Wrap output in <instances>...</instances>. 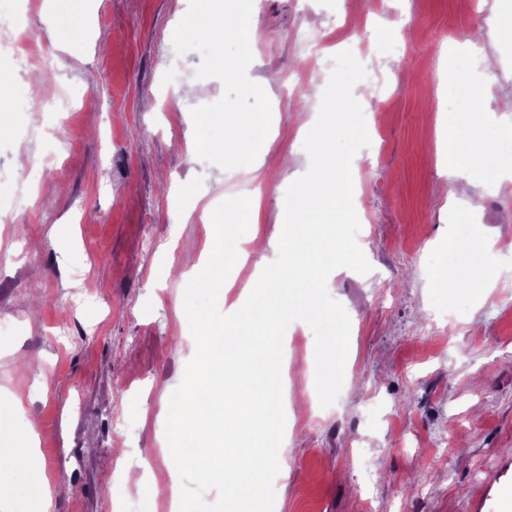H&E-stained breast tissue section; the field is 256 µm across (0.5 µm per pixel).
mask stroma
<instances>
[{"instance_id":"1","label":"stroma","mask_w":512,"mask_h":512,"mask_svg":"<svg viewBox=\"0 0 512 512\" xmlns=\"http://www.w3.org/2000/svg\"><path fill=\"white\" fill-rule=\"evenodd\" d=\"M204 14L249 16L255 36L220 54L191 46L181 27ZM26 22L27 67L0 57V83L28 102L0 120V213L12 217L0 222V322L13 326L0 337V451L31 444L22 468H0L11 512H32L46 488L52 512H165V487L181 483L160 454L165 407L196 349L184 290L209 258L211 212L262 188L249 231L268 247L236 262L225 308L277 256L285 192L310 163L307 123L347 49L367 72L354 91L371 143L352 174L372 269H337L328 285L351 320L329 408L313 331L285 333L290 453L274 512H512V183L479 173L463 186L443 159L448 137L468 132L450 119L465 87L489 138H512V119L495 118L512 99V0H487L482 18L467 0H28ZM313 28L325 41L309 56ZM477 33L483 61L445 67ZM246 111L269 141L254 177L250 159L208 148ZM23 149L39 165L22 176ZM465 224L495 247L453 267L448 236ZM476 264L486 281H471ZM452 292L468 310L453 313Z\"/></svg>"}]
</instances>
